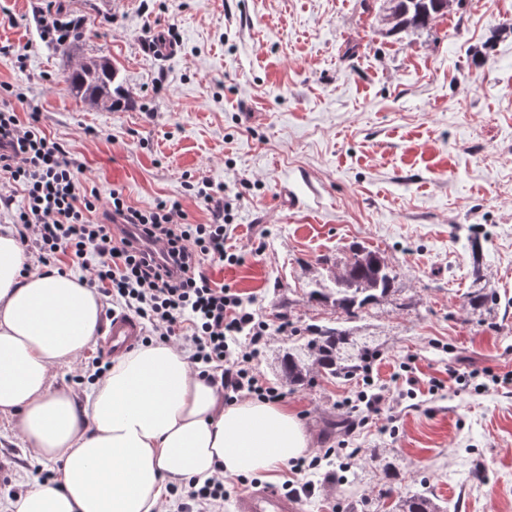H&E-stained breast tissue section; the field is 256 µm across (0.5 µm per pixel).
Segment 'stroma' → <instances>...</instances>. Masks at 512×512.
Instances as JSON below:
<instances>
[{"mask_svg": "<svg viewBox=\"0 0 512 512\" xmlns=\"http://www.w3.org/2000/svg\"><path fill=\"white\" fill-rule=\"evenodd\" d=\"M49 9L83 28L72 58L42 36ZM384 15V0H0V105L40 112L101 207L116 190L206 224V187L233 201L240 261L207 273L268 324L254 365L322 462L225 477L222 512L289 479L312 488L300 512H398L423 486L449 512H512V0H463L408 34ZM100 57L120 70L121 109L65 80ZM356 243L394 285L352 317L308 293L332 286ZM480 288L496 296L483 315L467 305ZM316 327L376 337L372 385L283 382L280 357ZM366 389L387 403L354 430ZM0 445L17 491L57 469L2 419Z\"/></svg>", "mask_w": 512, "mask_h": 512, "instance_id": "1", "label": "stroma"}]
</instances>
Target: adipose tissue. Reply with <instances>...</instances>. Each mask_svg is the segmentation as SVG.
Segmentation results:
<instances>
[{"label": "adipose tissue", "mask_w": 512, "mask_h": 512, "mask_svg": "<svg viewBox=\"0 0 512 512\" xmlns=\"http://www.w3.org/2000/svg\"><path fill=\"white\" fill-rule=\"evenodd\" d=\"M102 302L78 277L33 266L0 226V418L36 458L59 462L0 512H167L170 489L215 475H261L308 439L287 407L225 405L186 351L149 344L117 356L84 405L54 386L96 339Z\"/></svg>", "instance_id": "obj_1"}]
</instances>
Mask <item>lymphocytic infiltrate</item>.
<instances>
[{"mask_svg": "<svg viewBox=\"0 0 512 512\" xmlns=\"http://www.w3.org/2000/svg\"><path fill=\"white\" fill-rule=\"evenodd\" d=\"M0 177L9 182L0 191V211H10L19 245L37 251L42 265L56 266L61 254H70L74 266L89 271L88 288L148 321L158 341L185 346L194 365L220 370L225 403L241 391L264 401L281 399L279 389L251 367L268 324L232 288L203 271L208 263L239 261L226 248L231 204L212 223L184 224L179 202L161 200L141 210L115 191L103 221L90 223L87 215L96 211L99 197L80 191L73 159L43 133L39 113L23 121L2 108ZM15 184L24 187L22 200L14 198ZM242 334L248 344L232 351Z\"/></svg>", "mask_w": 512, "mask_h": 512, "instance_id": "lymphocytic-infiltrate-1", "label": "lymphocytic infiltrate"}]
</instances>
